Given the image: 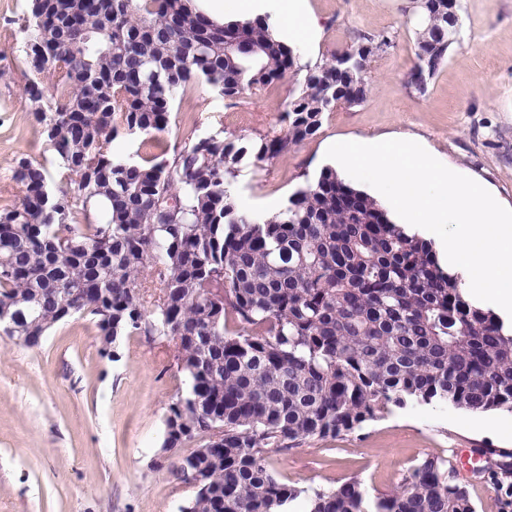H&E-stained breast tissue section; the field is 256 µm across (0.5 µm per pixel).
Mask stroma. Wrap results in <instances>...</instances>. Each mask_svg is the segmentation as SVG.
<instances>
[{
    "label": "stroma",
    "mask_w": 512,
    "mask_h": 512,
    "mask_svg": "<svg viewBox=\"0 0 512 512\" xmlns=\"http://www.w3.org/2000/svg\"><path fill=\"white\" fill-rule=\"evenodd\" d=\"M319 19L315 44L299 41V70L245 95L237 105L196 85L178 98L163 147L216 130L259 138L285 129L284 112L305 65L360 34H390L371 67L365 103L325 113L313 137L266 164L242 165L233 179L240 209L267 216L329 166L331 142L383 134L424 138L455 172L481 179L512 208V0H459L462 30L425 91L409 83L416 61L413 0H309ZM27 0H0V209L20 204V158L55 170L42 126L23 92L22 26ZM95 322L59 324L40 346L0 337V512H179L192 491L174 473L179 451L162 446L170 404L185 376L163 343L123 337L115 359L100 357ZM512 451V414L473 415L419 403L393 409L353 433L272 451L280 482L331 490L358 478L368 495L393 491L425 458L453 449ZM476 512H512V478L492 471L467 481Z\"/></svg>",
    "instance_id": "obj_1"
}]
</instances>
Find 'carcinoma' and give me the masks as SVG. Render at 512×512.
Masks as SVG:
<instances>
[{
	"instance_id": "obj_1",
	"label": "carcinoma",
	"mask_w": 512,
	"mask_h": 512,
	"mask_svg": "<svg viewBox=\"0 0 512 512\" xmlns=\"http://www.w3.org/2000/svg\"><path fill=\"white\" fill-rule=\"evenodd\" d=\"M23 31L24 93L58 165L53 177L20 159L25 195L0 211V309L18 314L14 336L33 347L90 317L109 359L125 336L171 337L186 390L163 447L208 437L185 456L189 471L175 470L197 483L182 512H287L303 493L307 512H475L440 458L373 501L356 478L304 491L267 463L273 448L352 433L410 402L512 413V329L469 302L466 282L376 200L326 167L273 216L235 202L243 163L313 137L336 102L367 100L369 76H350L341 57L373 43L374 58L391 37L359 36L307 67L284 132L221 130L159 160L116 155L112 142L139 132L160 147L188 88L233 99L297 67L269 16L217 24L191 0H28ZM414 35L433 73L457 39L435 16Z\"/></svg>"
}]
</instances>
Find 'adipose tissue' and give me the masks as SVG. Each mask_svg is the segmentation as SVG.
<instances>
[{
    "instance_id": "ef3b65f1",
    "label": "adipose tissue",
    "mask_w": 512,
    "mask_h": 512,
    "mask_svg": "<svg viewBox=\"0 0 512 512\" xmlns=\"http://www.w3.org/2000/svg\"><path fill=\"white\" fill-rule=\"evenodd\" d=\"M269 3L274 6L276 19L272 28L278 38L314 41L317 25L307 0H193L192 6L220 23L228 15L239 19L253 18Z\"/></svg>"
}]
</instances>
